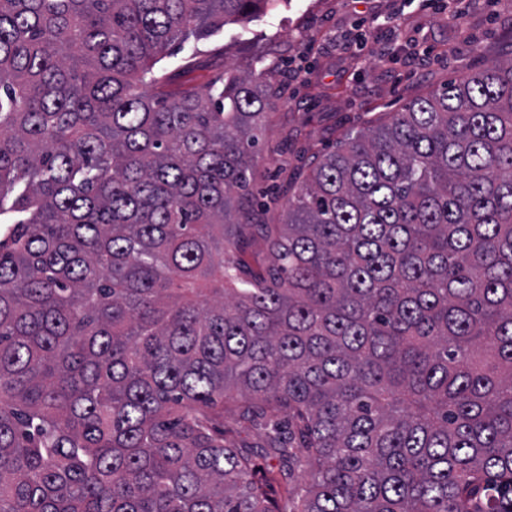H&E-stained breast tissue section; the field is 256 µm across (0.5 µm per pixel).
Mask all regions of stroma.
<instances>
[{
    "label": "stroma",
    "mask_w": 512,
    "mask_h": 512,
    "mask_svg": "<svg viewBox=\"0 0 512 512\" xmlns=\"http://www.w3.org/2000/svg\"><path fill=\"white\" fill-rule=\"evenodd\" d=\"M456 0H280L260 17L230 23L164 58L185 87L202 88L218 69L263 70L280 91L258 132L253 195L281 220L283 190L302 160L336 144L342 133L400 111L448 80L482 70L512 41V0L449 18ZM368 48L344 53L341 41Z\"/></svg>",
    "instance_id": "obj_1"
}]
</instances>
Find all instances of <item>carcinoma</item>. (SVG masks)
<instances>
[{
  "label": "carcinoma",
  "instance_id": "1",
  "mask_svg": "<svg viewBox=\"0 0 512 512\" xmlns=\"http://www.w3.org/2000/svg\"><path fill=\"white\" fill-rule=\"evenodd\" d=\"M280 0H0V512H512V42L248 212ZM250 228L268 266L224 258ZM264 431L259 426L244 429L238 423L234 408L226 405L224 408V440L241 446H260L263 443Z\"/></svg>",
  "mask_w": 512,
  "mask_h": 512
}]
</instances>
